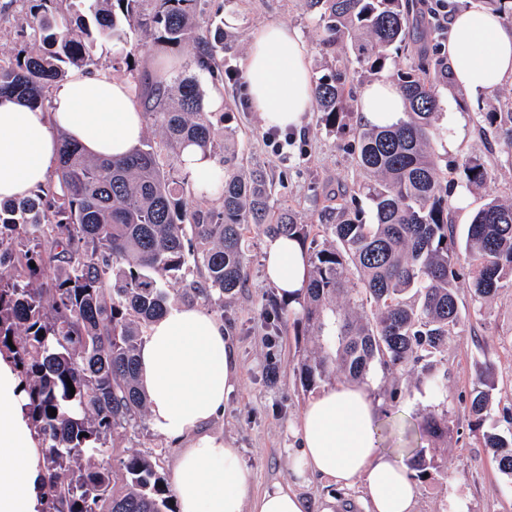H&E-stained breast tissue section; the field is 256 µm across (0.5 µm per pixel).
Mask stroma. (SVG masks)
<instances>
[{
    "label": "stroma",
    "instance_id": "35a3bbf8",
    "mask_svg": "<svg viewBox=\"0 0 512 512\" xmlns=\"http://www.w3.org/2000/svg\"><path fill=\"white\" fill-rule=\"evenodd\" d=\"M202 20L208 27L223 26L228 38L223 53L225 65L240 68L251 34L259 27L278 22L296 29L306 46L314 78L329 75L330 56L321 51L322 36L301 0H201ZM29 6L24 0H0V62L9 63L26 37L21 31ZM129 44L101 40L92 52L91 68L130 79L132 74L156 76L161 59L189 62L195 50L185 46L166 52L144 49L136 52L137 70L129 72L124 58ZM207 96L236 103L230 122L215 120L216 131L232 124L237 131L239 155L245 165H259L274 176V194L279 203L292 207L306 224L312 239H321V216L335 205L337 196L351 190L355 161L350 150L353 127L326 129L319 112H310L300 133H288L286 141L271 143L268 130L253 112L242 79L206 84ZM439 134L433 149L440 162L456 165L474 156L486 169L487 179L478 188L455 181L451 192L466 190V207L452 206L449 220L466 228L474 212L488 199L512 198V150L491 134L484 112L512 96V85L476 97L453 88L440 89ZM266 239L255 226L246 230V282L224 301L223 324L237 363L238 385L224 401L222 416L208 423L204 432L232 441L241 462L251 473L255 490L291 478L297 445L295 430L306 402L320 390L333 386V379L305 386L300 367L318 346L328 345L327 333L311 329L301 320V300H291L290 313L277 328L267 325L265 307L278 290L264 274L263 244ZM462 323L448 342L443 362L448 368V387L434 391L417 372L400 369L387 374L373 367L365 384L385 416L380 420V446L400 462H407L416 446H424L437 466L417 479L415 512H512V481L499 473L491 451L483 446L484 432L499 425L500 411L512 398V290L475 309L467 277L458 282ZM491 369V402L483 424L470 412V393L484 369ZM399 383L402 393L389 399L387 390ZM448 410L450 431L441 441H420L413 427L431 412ZM129 453H158L162 471L173 475L177 449L143 424L128 433L120 444Z\"/></svg>",
    "mask_w": 512,
    "mask_h": 512
}]
</instances>
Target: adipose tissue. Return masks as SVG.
<instances>
[{"label":"adipose tissue","mask_w":512,"mask_h":512,"mask_svg":"<svg viewBox=\"0 0 512 512\" xmlns=\"http://www.w3.org/2000/svg\"><path fill=\"white\" fill-rule=\"evenodd\" d=\"M441 52L455 88L490 93L512 82V29L482 7L457 9ZM254 112L264 127L300 129L311 110L314 82L298 32L270 23L252 33L241 63ZM362 121L398 122L405 110L400 90L375 81L360 93ZM146 122L133 84L105 70L79 69L56 85L47 106L0 101V200L47 185L58 160V133L85 153L121 157L137 147ZM266 278L287 297L307 286L305 251L297 239L267 238ZM139 378L150 422L183 447L173 491L179 512H306L292 484L255 492L231 441L201 434L224 410L236 366L229 337L214 315L174 305L156 319L138 352ZM11 359L0 356V512H42L39 497L43 450L22 410L24 392ZM379 413L366 387L336 384L305 405L298 424L295 475L311 473L337 488L362 486L364 512H414L416 484L409 469L378 446Z\"/></svg>","instance_id":"adipose-tissue-1"}]
</instances>
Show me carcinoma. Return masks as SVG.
<instances>
[{
	"instance_id": "carcinoma-1",
	"label": "carcinoma",
	"mask_w": 512,
	"mask_h": 512,
	"mask_svg": "<svg viewBox=\"0 0 512 512\" xmlns=\"http://www.w3.org/2000/svg\"><path fill=\"white\" fill-rule=\"evenodd\" d=\"M53 2L31 5L33 47L0 65V99L44 105L53 82L87 66L100 37L133 42L129 70L133 53L147 48L145 37L171 49L192 44L196 52L170 78L135 83L146 124L160 140L146 139L122 158H95L61 134L55 178L24 199L0 202V353L19 369L24 409L45 447L46 512H177L159 458L117 451L147 410L137 353L143 328L169 308L161 282L198 273L186 297L222 316L224 297L245 284L246 225L301 242L309 232L275 201L266 171L238 160L236 130L226 125L224 139L215 135L202 76L222 83L236 72L219 58L224 31L200 33L197 0H75L70 25L59 24ZM412 5L420 11L425 0H304L335 61L334 72L315 83L321 123L344 129L358 107L348 85L359 72L398 85L407 107L395 125L355 130L357 185L372 203V222L355 196H344L324 210L326 242L308 254L302 320L321 331L332 315L335 346L302 364L308 386L332 374L363 380L376 365L393 372L411 362L441 391L448 368L427 359L448 350L461 323L460 252L474 306L512 289V202L486 201L461 242L448 222V170L431 147L436 88L448 85V64L413 54ZM392 48L409 57L407 67L389 66ZM484 121L512 148V105L485 113ZM189 145L211 158L224 155V169L204 182L216 197L209 208L189 203L198 194L181 161ZM456 170L468 186L484 182L475 157ZM489 401L488 391H475L477 420ZM500 422L505 431L484 434V447L512 479V403ZM449 423L448 411L431 414L421 433L440 437Z\"/></svg>"
}]
</instances>
